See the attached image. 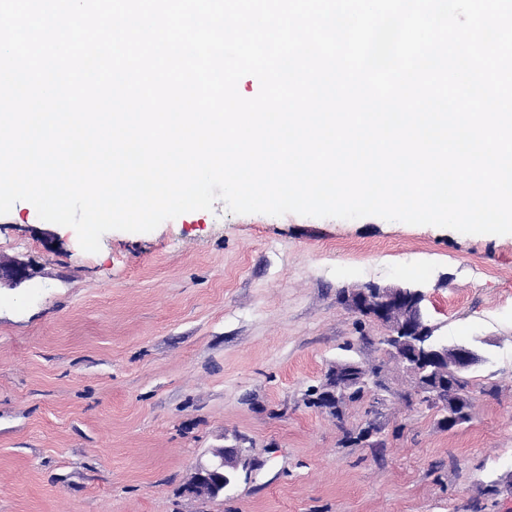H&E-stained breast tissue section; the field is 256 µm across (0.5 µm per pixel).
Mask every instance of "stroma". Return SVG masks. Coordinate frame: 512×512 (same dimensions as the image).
I'll return each instance as SVG.
<instances>
[{"label":"stroma","instance_id":"35a3bbf8","mask_svg":"<svg viewBox=\"0 0 512 512\" xmlns=\"http://www.w3.org/2000/svg\"><path fill=\"white\" fill-rule=\"evenodd\" d=\"M0 259L35 268L0 288V512H512L511 236L218 201L87 253L20 201ZM369 283L421 289L434 338L479 354L469 423L443 429L385 326L340 305ZM341 361L384 389L336 417L311 394ZM235 441L259 468L192 494Z\"/></svg>","mask_w":512,"mask_h":512}]
</instances>
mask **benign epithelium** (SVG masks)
I'll use <instances>...</instances> for the list:
<instances>
[{
	"mask_svg": "<svg viewBox=\"0 0 512 512\" xmlns=\"http://www.w3.org/2000/svg\"><path fill=\"white\" fill-rule=\"evenodd\" d=\"M33 266L22 260L0 261V286H17L33 277ZM425 294L401 284L369 283L344 294L343 304L356 314L382 323L386 352L410 373L421 400L441 413L443 428L454 430L470 421L471 395L464 374L480 361L466 345L448 347L430 339L432 327L424 313ZM381 367L366 370L354 362H342L327 374L323 397L339 411L346 399L382 390ZM253 467L247 448L237 442L213 452V459L196 468L190 491L215 499L239 482Z\"/></svg>",
	"mask_w": 512,
	"mask_h": 512,
	"instance_id": "benign-epithelium-1",
	"label": "benign epithelium"
}]
</instances>
